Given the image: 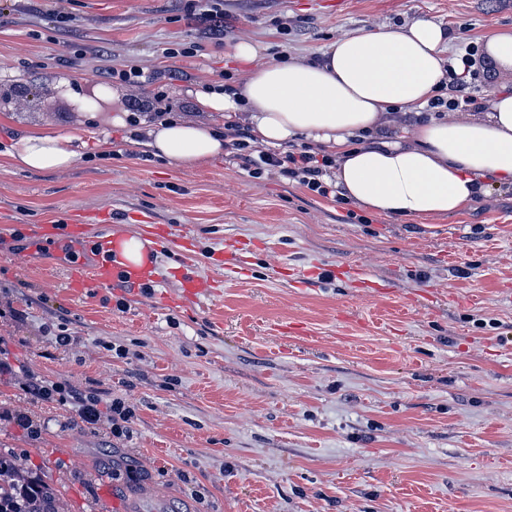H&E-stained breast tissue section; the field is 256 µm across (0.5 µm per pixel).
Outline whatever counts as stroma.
Returning a JSON list of instances; mask_svg holds the SVG:
<instances>
[{"label":"stroma","instance_id":"35a3bbf8","mask_svg":"<svg viewBox=\"0 0 512 512\" xmlns=\"http://www.w3.org/2000/svg\"><path fill=\"white\" fill-rule=\"evenodd\" d=\"M184 5L10 0L0 15V451L53 484L66 512H103L106 483L126 512H512L511 186L442 218L352 224L337 197L253 179L225 156L174 165L107 124L110 150L65 170L19 171L3 154L34 128L79 132L83 98L223 125L188 93L235 71L243 38L261 63L309 58L424 14L453 30L455 54L511 28L512 0H224L220 45ZM176 43L199 50L165 58ZM131 61L160 80L107 79ZM100 213L114 221L86 224L88 239L141 235L148 219L169 228L149 292L72 288L76 248L29 233ZM187 276L212 288L174 305ZM63 331L72 344H56ZM31 375L95 390L105 407L124 400L131 436L34 396Z\"/></svg>","mask_w":512,"mask_h":512}]
</instances>
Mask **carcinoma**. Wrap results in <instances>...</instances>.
Returning a JSON list of instances; mask_svg holds the SVG:
<instances>
[{"mask_svg": "<svg viewBox=\"0 0 512 512\" xmlns=\"http://www.w3.org/2000/svg\"><path fill=\"white\" fill-rule=\"evenodd\" d=\"M0 512H62L54 490L35 483L22 460L0 454Z\"/></svg>", "mask_w": 512, "mask_h": 512, "instance_id": "1", "label": "carcinoma"}]
</instances>
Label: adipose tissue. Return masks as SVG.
I'll list each match as a JSON object with an SVG mask.
<instances>
[{
  "label": "adipose tissue",
  "instance_id": "ef3b65f1",
  "mask_svg": "<svg viewBox=\"0 0 512 512\" xmlns=\"http://www.w3.org/2000/svg\"><path fill=\"white\" fill-rule=\"evenodd\" d=\"M447 28L426 17L400 28L344 35L315 58L256 64V49L238 41L233 92L203 88L191 98L204 112H244L254 139L278 147L299 137L334 154L340 195L378 215L426 219L458 213L483 191L485 179L512 185V91L492 93L475 114L417 126L404 142L378 138L397 107L425 108L449 85L443 48ZM144 145L179 166L224 153L214 127L166 119L148 124ZM96 139L89 127L66 136L36 129L7 151L13 168L50 172L69 168L79 146Z\"/></svg>",
  "mask_w": 512,
  "mask_h": 512
}]
</instances>
